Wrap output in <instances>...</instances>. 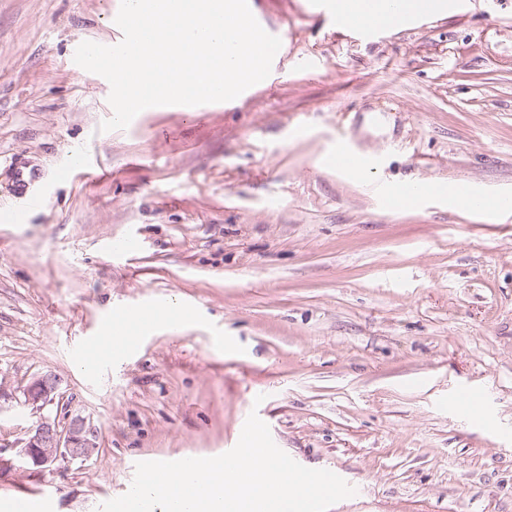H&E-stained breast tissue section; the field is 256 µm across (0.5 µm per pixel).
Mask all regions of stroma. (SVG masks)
<instances>
[{
	"label": "stroma",
	"instance_id": "obj_1",
	"mask_svg": "<svg viewBox=\"0 0 512 512\" xmlns=\"http://www.w3.org/2000/svg\"><path fill=\"white\" fill-rule=\"evenodd\" d=\"M248 4L283 44L267 84L103 132L110 85L74 53L112 37L120 0H0V210L21 215L0 224V381L57 374L98 432L86 462L5 467L58 412L8 401L0 500L53 488L55 512H98L137 462L223 454L254 411L355 487L330 512H512V214L371 190L512 193V0L370 38L311 0ZM341 138L375 156L367 180L327 165ZM84 147L96 171L58 179ZM131 232L141 254L113 255ZM147 299L191 318L81 371L72 350ZM463 388L483 395L464 421ZM382 196L389 207H396L402 204L409 197L427 198L434 196L429 189L422 190L421 184H407L401 188L385 187Z\"/></svg>",
	"mask_w": 512,
	"mask_h": 512
}]
</instances>
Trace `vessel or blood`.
Masks as SVG:
<instances>
[{"label":"vessel or blood","mask_w":512,"mask_h":512,"mask_svg":"<svg viewBox=\"0 0 512 512\" xmlns=\"http://www.w3.org/2000/svg\"><path fill=\"white\" fill-rule=\"evenodd\" d=\"M327 163L337 171L344 172L353 168L373 169L376 160L342 139L337 141L335 150L327 158ZM382 196L388 206L395 207L410 197L426 198L427 193L421 185L410 183L401 188H383ZM468 206L472 212L478 214L490 210L512 213V195H477L469 198ZM156 312L155 302L146 301L134 308H122L111 313L106 319L105 332L77 348L74 352L75 359L85 367L88 374H95L98 367L93 364L92 359L97 352L109 346L112 335L116 332L121 335L122 350L128 353L135 352L145 335L153 330ZM55 497L56 493L52 490L44 491L37 497L15 496L9 501L7 512H52Z\"/></svg>","instance_id":"vessel-or-blood-1"}]
</instances>
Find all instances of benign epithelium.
Listing matches in <instances>:
<instances>
[{"instance_id": "7a95c632", "label": "benign epithelium", "mask_w": 512, "mask_h": 512, "mask_svg": "<svg viewBox=\"0 0 512 512\" xmlns=\"http://www.w3.org/2000/svg\"><path fill=\"white\" fill-rule=\"evenodd\" d=\"M61 379L53 373H44L32 379L22 389L24 404L37 410L63 399ZM97 431L85 417L67 415L65 424L45 417L30 432L23 446L17 450L19 466L32 465L43 469L61 461H86L97 448Z\"/></svg>"}]
</instances>
